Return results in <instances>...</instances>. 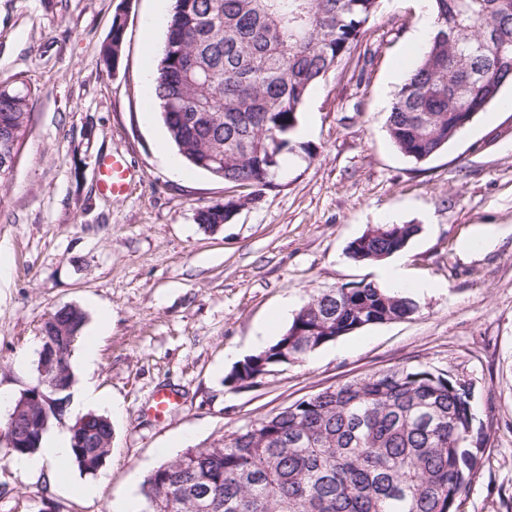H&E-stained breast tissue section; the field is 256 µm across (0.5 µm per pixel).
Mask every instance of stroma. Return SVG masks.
<instances>
[{
  "label": "stroma",
  "mask_w": 512,
  "mask_h": 512,
  "mask_svg": "<svg viewBox=\"0 0 512 512\" xmlns=\"http://www.w3.org/2000/svg\"><path fill=\"white\" fill-rule=\"evenodd\" d=\"M124 9V51L107 69L100 50ZM170 0H0V80L35 94L12 174L0 182V388L36 385L42 328L63 306L82 311L96 360L70 359L66 422L93 385L112 422L99 473L71 468L85 498L49 472L21 476L0 460V512H113L162 462L324 388L378 370L427 364L473 393L488 443L455 512H512V87L423 163L387 135L393 94L417 59L419 0H382L369 23L377 55L361 83L329 77L301 122L308 151L284 154L278 188L219 231L195 220L223 201V181L160 149L150 91ZM138 172L129 193L103 195L101 156ZM418 224L404 250L410 276L437 288L415 295L410 318L373 325L274 368L248 387L231 369L284 332L312 294L379 280L348 243L378 224ZM290 314H281L283 303ZM179 400L157 419L153 394Z\"/></svg>",
  "instance_id": "1"
}]
</instances>
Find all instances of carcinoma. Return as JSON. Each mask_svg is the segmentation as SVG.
Returning <instances> with one entry per match:
<instances>
[{
	"mask_svg": "<svg viewBox=\"0 0 512 512\" xmlns=\"http://www.w3.org/2000/svg\"><path fill=\"white\" fill-rule=\"evenodd\" d=\"M152 95L170 141L192 168L230 186L224 202L197 208L204 229L227 224L242 203L277 186L281 156L312 89L358 57L380 0H171ZM435 34L397 88L387 118L393 146L423 163L448 146L512 84V0H430ZM115 14L103 45L113 66L124 46ZM34 92L0 81V148L23 141ZM418 224H377L347 247L355 263L404 251ZM417 309L373 283L310 296L271 345L233 367L248 387L279 365L368 326ZM83 313L62 307L42 335L70 357ZM67 464L94 473L106 461L108 417L73 423ZM472 395L451 372L402 366L327 387L282 410L190 448L143 481L139 512H454L484 454Z\"/></svg>",
	"mask_w": 512,
	"mask_h": 512,
	"instance_id": "obj_1",
	"label": "carcinoma"
}]
</instances>
